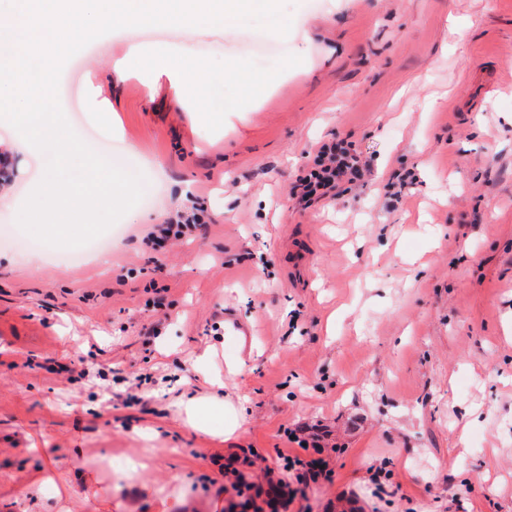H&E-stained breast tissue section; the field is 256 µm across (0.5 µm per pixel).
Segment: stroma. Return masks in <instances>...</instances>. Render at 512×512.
Masks as SVG:
<instances>
[{
    "mask_svg": "<svg viewBox=\"0 0 512 512\" xmlns=\"http://www.w3.org/2000/svg\"><path fill=\"white\" fill-rule=\"evenodd\" d=\"M284 14L285 39L231 24L195 43L273 79L257 102L225 85L238 114L220 129L167 81L116 76L119 43L70 68L64 94L93 82L114 127L83 108L69 124L143 174L147 220L120 219L102 262L45 244L32 262L0 238V512H226L251 492L221 466L278 467L305 424L334 470L312 512H512V0H287ZM12 137L0 121V170L22 195L40 166L3 149ZM334 140L367 172L302 207L290 189ZM186 185L207 228L144 272V237ZM217 377L245 408L229 437L223 409L203 432L173 407ZM372 469L398 494L373 496Z\"/></svg>",
    "mask_w": 512,
    "mask_h": 512,
    "instance_id": "obj_1",
    "label": "stroma"
}]
</instances>
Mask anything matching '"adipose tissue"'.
Here are the masks:
<instances>
[{
    "label": "adipose tissue",
    "instance_id": "adipose-tissue-1",
    "mask_svg": "<svg viewBox=\"0 0 512 512\" xmlns=\"http://www.w3.org/2000/svg\"><path fill=\"white\" fill-rule=\"evenodd\" d=\"M138 64L145 67L147 84H154L163 77L168 78L175 99L197 108L204 120L211 123L223 121L225 108L223 104L206 100L207 87L231 82L242 85L247 95L258 97L270 86L268 76L250 72L233 60L225 62L221 71H210L193 48L183 43L165 48L130 44L123 56L113 60L112 69L121 75Z\"/></svg>",
    "mask_w": 512,
    "mask_h": 512
}]
</instances>
